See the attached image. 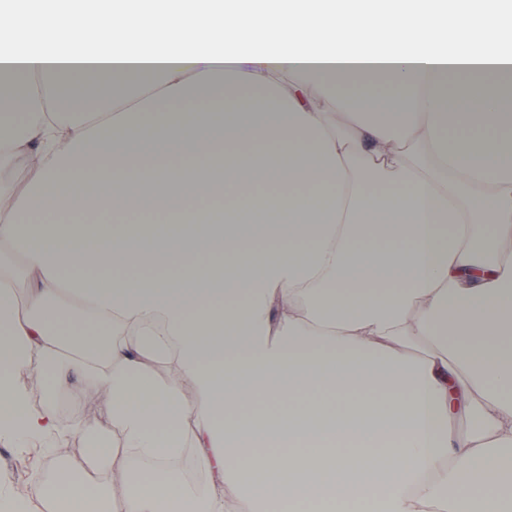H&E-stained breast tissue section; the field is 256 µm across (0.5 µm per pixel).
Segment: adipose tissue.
Masks as SVG:
<instances>
[{
	"mask_svg": "<svg viewBox=\"0 0 512 512\" xmlns=\"http://www.w3.org/2000/svg\"><path fill=\"white\" fill-rule=\"evenodd\" d=\"M25 162L26 194L0 180V439L86 436L66 512H224L227 486L274 512L371 472L367 512H512V0H22L0 166ZM70 370L108 427L60 422ZM111 433L155 473L117 499ZM189 433L222 489L170 480ZM44 377L45 376L38 356H32L30 361V367L27 370V372H25V374L23 375L21 381L27 388L30 387L33 391V407H36V405H40L45 399L42 390Z\"/></svg>",
	"mask_w": 512,
	"mask_h": 512,
	"instance_id": "obj_1",
	"label": "adipose tissue"
}]
</instances>
